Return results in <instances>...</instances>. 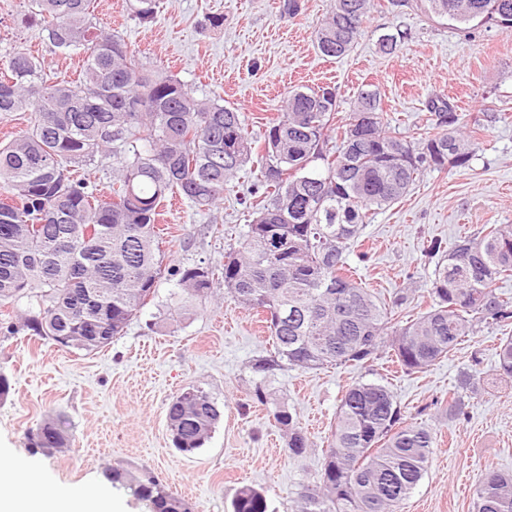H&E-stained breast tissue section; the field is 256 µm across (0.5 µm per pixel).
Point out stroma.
<instances>
[{
	"instance_id": "1",
	"label": "stroma",
	"mask_w": 512,
	"mask_h": 512,
	"mask_svg": "<svg viewBox=\"0 0 512 512\" xmlns=\"http://www.w3.org/2000/svg\"><path fill=\"white\" fill-rule=\"evenodd\" d=\"M159 0L154 22L143 25L127 0H94L102 29L121 35L149 67L176 76L198 96L238 109L254 137L280 114L283 97L300 87L328 85L339 114L350 112L366 88L381 97L384 115L401 135L432 129L428 103L449 101L477 148L467 167L426 169L394 204L372 210L346 262L362 287L387 299L413 289V314L426 306L435 265L425 253L431 239L449 242L487 224H512V33L492 23L462 29L428 14L421 0H375L358 43L339 58L322 56L315 32L332 0ZM222 26H211L212 17ZM397 35L393 53L382 35ZM43 58L50 80L77 77L82 59L55 52L31 16L30 0H0V69L16 51ZM497 113L496 122L486 120ZM251 181L234 180L219 204L196 209L180 200L163 208L162 249L170 266L224 267L250 222ZM177 280H159L156 294L125 331L91 353L63 351L18 335L0 340V372L12 389L0 400V450L35 458L55 485L95 488L109 465L157 475L195 512H230L246 484L265 491L272 512H294L299 486L317 479L331 441L340 397L356 383L387 386L408 421L435 435L428 469L403 512H471L470 489L490 467L512 474V379L498 376L494 350L512 325L482 329L425 372L406 374L387 359L307 370L255 372L271 343L262 317L215 297L191 318L176 319L169 304ZM467 414L452 420L439 408L464 377ZM191 384L209 391L224 417L203 448L184 456L166 426L170 400ZM263 387L270 403L255 404ZM287 402L312 443L301 456L272 417V403ZM49 415L62 418L71 445L54 456L35 453L27 438Z\"/></svg>"
}]
</instances>
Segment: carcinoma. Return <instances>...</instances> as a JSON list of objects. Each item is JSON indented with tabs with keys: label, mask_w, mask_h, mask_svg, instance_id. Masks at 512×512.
Listing matches in <instances>:
<instances>
[{
	"label": "carcinoma",
	"mask_w": 512,
	"mask_h": 512,
	"mask_svg": "<svg viewBox=\"0 0 512 512\" xmlns=\"http://www.w3.org/2000/svg\"><path fill=\"white\" fill-rule=\"evenodd\" d=\"M158 0H133L132 14L154 20ZM52 46L84 55L74 82L50 83L39 57L15 52L0 79V114L30 111L27 129L0 143V305L26 309L0 319V338L22 332L91 353L112 342L155 297L165 272L179 276L178 310L214 293L215 271L164 265L155 230L174 194L196 208L224 199L247 169L261 191L239 246L224 254V298L265 315L273 351L257 372L363 364L389 351L408 374L448 356L486 325L512 320V297L496 283L512 276V224H492L453 244L432 239V306L405 321L396 310L408 290L378 300L346 273V254L367 212L401 199L429 167H466L475 141L444 100L430 101L436 132L409 138L386 129L376 92L360 89L339 118L327 87L295 91L265 131L263 143L240 113L199 97L176 77L142 62L125 40L96 27L92 0H31ZM374 0H333L315 33L318 51L340 57L362 33ZM426 9L460 24L494 22L512 33V0H424ZM235 135L232 159L225 136ZM113 158L112 189L74 178L77 168ZM279 237L282 256L268 252ZM497 372L512 378V336L496 348ZM222 416L217 401L190 385L168 404L167 430L184 455L202 448ZM275 425L301 456L308 438L284 402ZM48 456L68 445L61 420L29 432ZM435 437L409 423L387 386L360 383L341 396L320 476L296 492L297 512H402L426 473ZM112 483L129 481L150 512H192L185 499L144 473L111 466ZM232 512H268L264 493L241 488ZM472 512H512V475L487 469L472 491Z\"/></svg>",
	"instance_id": "cac0c4a2"
}]
</instances>
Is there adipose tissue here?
I'll return each instance as SVG.
<instances>
[{
	"label": "adipose tissue",
	"mask_w": 512,
	"mask_h": 512,
	"mask_svg": "<svg viewBox=\"0 0 512 512\" xmlns=\"http://www.w3.org/2000/svg\"><path fill=\"white\" fill-rule=\"evenodd\" d=\"M112 488L85 492L62 486L45 492L37 466L26 459L0 456V512H114Z\"/></svg>",
	"instance_id": "1"
}]
</instances>
